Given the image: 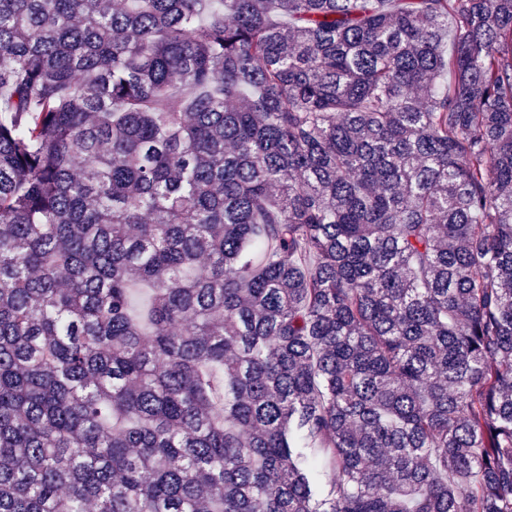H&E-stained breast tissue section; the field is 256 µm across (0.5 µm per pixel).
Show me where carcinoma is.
Here are the masks:
<instances>
[{"instance_id": "obj_1", "label": "carcinoma", "mask_w": 512, "mask_h": 512, "mask_svg": "<svg viewBox=\"0 0 512 512\" xmlns=\"http://www.w3.org/2000/svg\"><path fill=\"white\" fill-rule=\"evenodd\" d=\"M0 512H512V0H0Z\"/></svg>"}]
</instances>
